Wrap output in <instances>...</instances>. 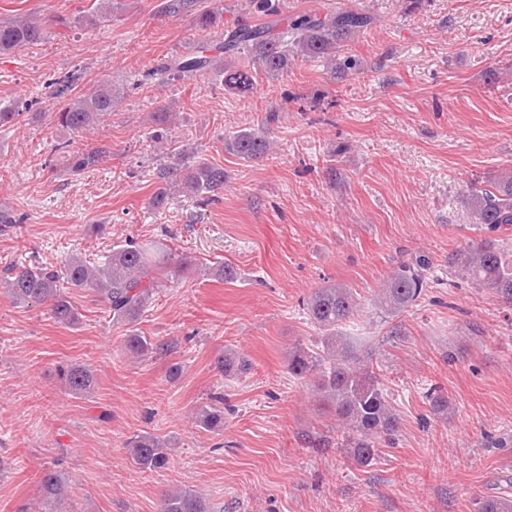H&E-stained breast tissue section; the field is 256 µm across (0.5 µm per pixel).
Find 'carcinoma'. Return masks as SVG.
<instances>
[{"instance_id":"cac0c4a2","label":"carcinoma","mask_w":512,"mask_h":512,"mask_svg":"<svg viewBox=\"0 0 512 512\" xmlns=\"http://www.w3.org/2000/svg\"><path fill=\"white\" fill-rule=\"evenodd\" d=\"M196 0H163L162 11L168 14H193ZM284 0H239L241 19L224 30V42L212 46L198 37L196 51L173 56L143 74L159 85L215 72L223 77L224 89L240 96L253 93L257 73L278 79L288 73L292 63L321 61L327 65L332 80L342 81L357 68V61L342 55L344 47L373 23L366 12L358 9L332 13H305L296 16L285 31L275 34L267 24H254L250 19L280 14ZM44 23L31 16L17 17L0 24V53L18 47L35 45L44 40ZM72 80L66 76L56 81L53 95L64 100L55 112L60 127L72 132L85 131L112 113V84L102 82L89 92L66 98ZM224 149L251 162L268 155L270 141L264 129H242L224 140ZM170 155L176 162L162 165L157 171L156 202L161 204L174 192L210 200L224 191V168L200 158L182 147H174ZM105 151L96 149L72 156L70 171L80 173L97 165ZM477 228L490 234L512 226V174L504 173L472 184L463 199ZM189 267L184 260L171 267L163 245L157 242L116 245L101 264H91L74 256L61 270L46 266L22 267L6 281L8 293L19 304L47 303L53 317L64 324L79 323V313L65 293L67 288L91 289L106 304L112 322L136 323L152 301L155 275L173 269L182 275ZM428 261L400 264L387 275L372 298L374 313L394 318L413 307L428 284ZM448 269L478 286H488L502 300L512 305V261L497 239H487L476 247L460 249L448 258ZM311 326L318 331L317 349L296 345L288 350V373L295 379L312 382L320 403L336 417L346 439L341 446L352 449L360 464L371 462L381 447H392L399 428L395 407L384 392L379 375L368 364L354 356L347 328L362 312L363 305L353 289L333 285L315 290L304 303ZM128 348L146 356L163 349L147 337L130 329ZM225 376L245 371V363L233 353L221 361ZM64 390L73 396L88 395L95 386L94 377L82 365L59 368ZM197 420L209 431L224 427V408L207 404L199 408ZM130 462L141 470L158 471L168 463L167 448L161 440L135 435L126 442ZM44 490L50 500L61 501L68 495V485L54 471L44 475ZM163 512H217L202 495L191 489H180L164 496ZM481 512H512V496L505 493L487 497Z\"/></svg>"}]
</instances>
